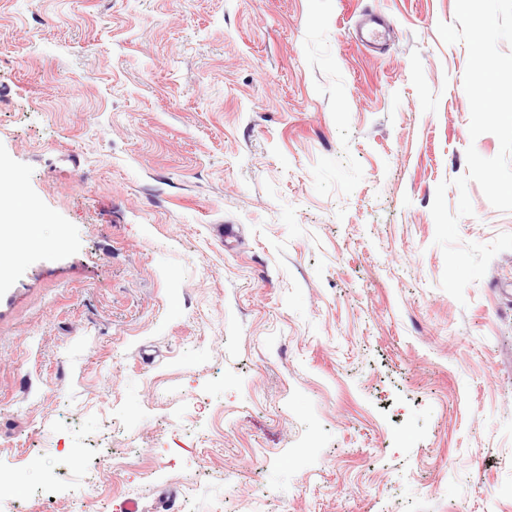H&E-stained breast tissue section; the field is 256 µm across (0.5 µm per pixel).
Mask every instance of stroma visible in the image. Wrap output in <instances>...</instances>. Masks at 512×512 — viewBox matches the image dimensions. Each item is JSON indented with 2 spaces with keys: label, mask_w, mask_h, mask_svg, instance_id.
<instances>
[{
  "label": "stroma",
  "mask_w": 512,
  "mask_h": 512,
  "mask_svg": "<svg viewBox=\"0 0 512 512\" xmlns=\"http://www.w3.org/2000/svg\"><path fill=\"white\" fill-rule=\"evenodd\" d=\"M455 5L0 0V160L61 234L0 278V512H512V250L462 305L434 243L500 149Z\"/></svg>",
  "instance_id": "obj_1"
}]
</instances>
